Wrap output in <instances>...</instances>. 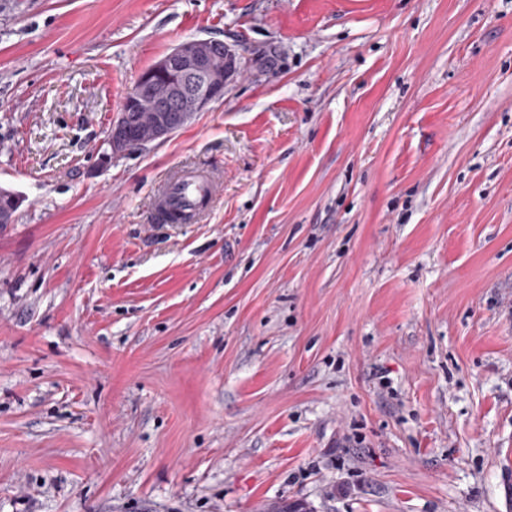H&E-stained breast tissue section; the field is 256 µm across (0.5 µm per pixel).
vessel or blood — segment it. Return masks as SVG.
Returning a JSON list of instances; mask_svg holds the SVG:
<instances>
[{
	"instance_id": "b4317fda",
	"label": "vessel or blood",
	"mask_w": 512,
	"mask_h": 512,
	"mask_svg": "<svg viewBox=\"0 0 512 512\" xmlns=\"http://www.w3.org/2000/svg\"><path fill=\"white\" fill-rule=\"evenodd\" d=\"M221 190V181L212 173L181 167L160 183L155 200L156 217L163 221L172 215L185 224L197 223L204 203L217 197Z\"/></svg>"
}]
</instances>
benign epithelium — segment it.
<instances>
[{
    "label": "benign epithelium",
    "instance_id": "obj_1",
    "mask_svg": "<svg viewBox=\"0 0 512 512\" xmlns=\"http://www.w3.org/2000/svg\"><path fill=\"white\" fill-rule=\"evenodd\" d=\"M217 55L224 59V69L220 71L212 67V60ZM244 59L243 53L221 41L194 38L178 44L142 74L139 85L126 97L124 114L113 123L108 136L111 155H119L126 150L127 142L123 135L126 113L137 109L141 86L153 76H169L166 96L158 104V111L182 110L187 117L208 110L216 100L224 97V91L243 69ZM174 132L176 126L163 117L158 120L151 138L144 145L165 139Z\"/></svg>",
    "mask_w": 512,
    "mask_h": 512
}]
</instances>
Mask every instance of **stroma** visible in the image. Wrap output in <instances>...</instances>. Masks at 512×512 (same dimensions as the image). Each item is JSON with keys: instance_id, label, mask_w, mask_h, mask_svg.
I'll return each instance as SVG.
<instances>
[{"instance_id": "stroma-1", "label": "stroma", "mask_w": 512, "mask_h": 512, "mask_svg": "<svg viewBox=\"0 0 512 512\" xmlns=\"http://www.w3.org/2000/svg\"><path fill=\"white\" fill-rule=\"evenodd\" d=\"M192 38L247 63L107 160ZM0 187V512H512V0H0ZM222 191V182L212 173L196 168L181 167L168 175L158 187L155 212L165 221L175 216L180 224H196L204 206Z\"/></svg>"}]
</instances>
